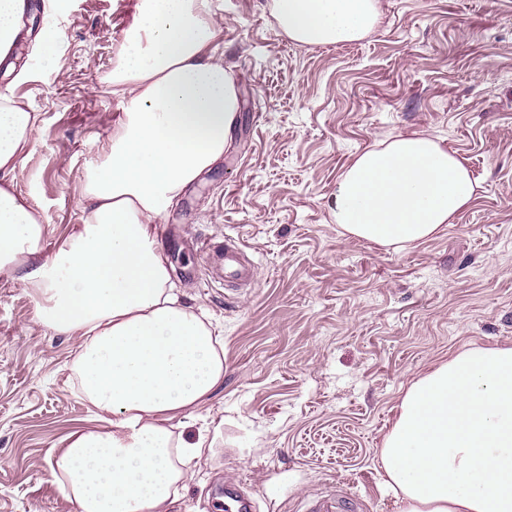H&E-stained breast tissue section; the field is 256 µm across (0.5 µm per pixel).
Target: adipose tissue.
I'll return each instance as SVG.
<instances>
[{
    "label": "adipose tissue",
    "instance_id": "ef3b65f1",
    "mask_svg": "<svg viewBox=\"0 0 512 512\" xmlns=\"http://www.w3.org/2000/svg\"><path fill=\"white\" fill-rule=\"evenodd\" d=\"M294 42L364 39L378 0H272ZM209 0H139L106 79L121 117L83 178L81 222L40 259L46 227L15 192L37 117L0 97V269L75 337L71 370L105 426L65 439L51 466L78 512H172L204 455L174 434L224 376L223 338L179 296L157 226L223 156L240 110L216 55ZM479 184L445 141L397 135L355 155L331 193L347 234L406 248L454 223ZM399 512H512V345H471L410 383L381 448Z\"/></svg>",
    "mask_w": 512,
    "mask_h": 512
}]
</instances>
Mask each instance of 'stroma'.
<instances>
[{"label": "stroma", "mask_w": 512, "mask_h": 512, "mask_svg": "<svg viewBox=\"0 0 512 512\" xmlns=\"http://www.w3.org/2000/svg\"><path fill=\"white\" fill-rule=\"evenodd\" d=\"M26 0L0 96L38 117L15 190L47 227L42 258L81 218L82 179L121 116L103 91L116 36L138 0ZM217 54L241 110L224 157L160 224L184 302L224 338V378L189 434L212 442L181 512H225L239 484L255 512H304L353 494L399 512L381 438L408 385L467 344L512 343V0H378L366 38L295 43L271 0H210ZM57 22L55 63L36 53ZM446 140L479 180L439 234L396 251L343 234L329 197L377 141ZM245 245L254 268L228 285L214 249ZM76 340L52 333L36 298L0 271V512H76L51 474L69 434L100 427L73 385Z\"/></svg>", "instance_id": "stroma-1"}]
</instances>
